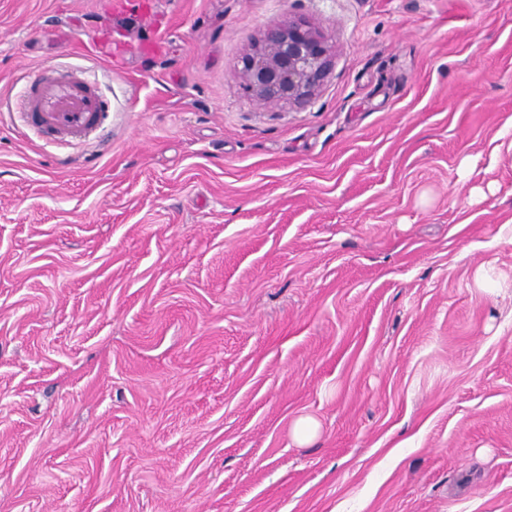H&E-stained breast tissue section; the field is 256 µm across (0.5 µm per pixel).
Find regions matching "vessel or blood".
Instances as JSON below:
<instances>
[{"label": "vessel or blood", "mask_w": 512, "mask_h": 512, "mask_svg": "<svg viewBox=\"0 0 512 512\" xmlns=\"http://www.w3.org/2000/svg\"><path fill=\"white\" fill-rule=\"evenodd\" d=\"M21 99L24 121L57 140H85L103 124L104 101L80 70L53 71L28 81Z\"/></svg>", "instance_id": "vessel-or-blood-1"}]
</instances>
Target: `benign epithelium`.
I'll return each instance as SVG.
<instances>
[{
    "label": "benign epithelium",
    "mask_w": 512,
    "mask_h": 512,
    "mask_svg": "<svg viewBox=\"0 0 512 512\" xmlns=\"http://www.w3.org/2000/svg\"><path fill=\"white\" fill-rule=\"evenodd\" d=\"M334 58L324 33L304 21L267 28L241 57L246 92L264 105L301 107L328 79Z\"/></svg>",
    "instance_id": "1"
}]
</instances>
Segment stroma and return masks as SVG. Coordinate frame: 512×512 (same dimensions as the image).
<instances>
[{"label": "stroma", "mask_w": 512, "mask_h": 512, "mask_svg": "<svg viewBox=\"0 0 512 512\" xmlns=\"http://www.w3.org/2000/svg\"><path fill=\"white\" fill-rule=\"evenodd\" d=\"M113 2L0 0V97L111 112L0 114V512H512V0ZM324 33L304 21L267 28L241 57L246 92L264 105L305 106L328 79L334 58ZM26 123L61 141H83L101 128L104 101L81 70L51 71L26 81L21 95Z\"/></svg>", "instance_id": "obj_1"}]
</instances>
